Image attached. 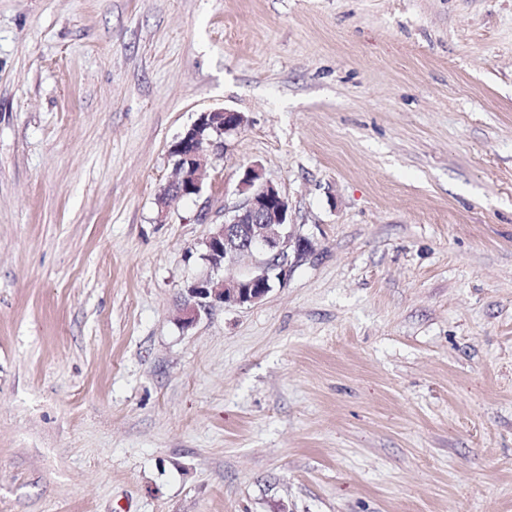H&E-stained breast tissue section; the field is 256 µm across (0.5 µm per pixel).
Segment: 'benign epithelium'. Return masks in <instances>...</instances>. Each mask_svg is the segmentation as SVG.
Listing matches in <instances>:
<instances>
[{"label": "benign epithelium", "mask_w": 512, "mask_h": 512, "mask_svg": "<svg viewBox=\"0 0 512 512\" xmlns=\"http://www.w3.org/2000/svg\"><path fill=\"white\" fill-rule=\"evenodd\" d=\"M245 122L242 113L225 108L199 113L171 146L170 152L189 162L190 168L183 175L180 163H175V178L158 195L160 209H165L172 198L202 193L209 147L213 146L206 131L221 135L240 129ZM240 188L247 193L244 204L224 223L214 225L204 242L208 265L229 275H208L187 288L189 301L183 308L186 325L193 324L200 311L215 303L244 306L260 302L272 290L273 278L280 282L285 279L289 250L299 255L308 249V242L289 230L287 200L273 183L262 179L257 167L245 168ZM254 253L258 260L251 270L239 276L230 274L240 256Z\"/></svg>", "instance_id": "benign-epithelium-1"}]
</instances>
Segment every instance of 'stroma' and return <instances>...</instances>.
<instances>
[{
    "label": "stroma",
    "instance_id": "obj_1",
    "mask_svg": "<svg viewBox=\"0 0 512 512\" xmlns=\"http://www.w3.org/2000/svg\"><path fill=\"white\" fill-rule=\"evenodd\" d=\"M249 165L310 247L184 325ZM0 512H512V0H0ZM246 122L245 116L225 108L200 112L197 119L185 130L184 135L171 146L170 152L179 156L175 162V178L158 195L157 204L163 214L169 199L195 195L203 191V178L208 162L209 147L213 140L206 135L213 130L217 135L240 129ZM182 161L190 164L189 172L181 175Z\"/></svg>",
    "mask_w": 512,
    "mask_h": 512
}]
</instances>
